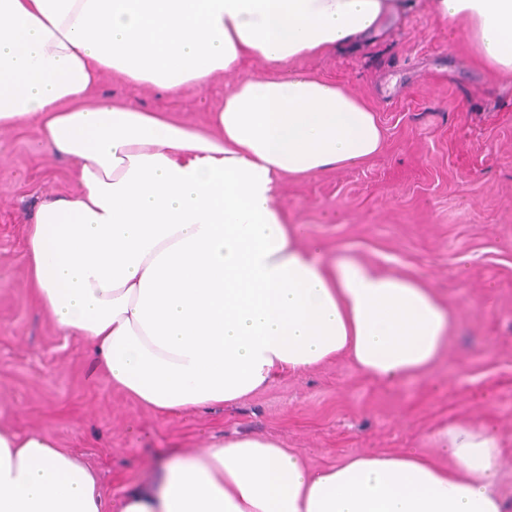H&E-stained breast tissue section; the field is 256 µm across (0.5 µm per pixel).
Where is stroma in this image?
Here are the masks:
<instances>
[{
    "label": "stroma",
    "mask_w": 512,
    "mask_h": 512,
    "mask_svg": "<svg viewBox=\"0 0 512 512\" xmlns=\"http://www.w3.org/2000/svg\"><path fill=\"white\" fill-rule=\"evenodd\" d=\"M295 67L370 99L387 145L369 162L284 181L286 219L305 239L433 288L456 313L439 361L381 383L339 358L283 373L233 404L177 415L140 406L112 388L92 348L58 330L29 287L28 226L42 203L77 190L70 164L43 150L36 128L0 130V425L71 450L110 503L151 481L160 458L199 454L224 437L272 438L311 468L408 450L445 465L434 431L490 421L502 439L497 490L512 512V77L473 67L461 31L425 0L361 48ZM265 69L249 57L238 74L176 98L106 73L96 94L203 127L239 76Z\"/></svg>",
    "instance_id": "1"
}]
</instances>
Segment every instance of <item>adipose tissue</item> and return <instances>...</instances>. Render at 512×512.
I'll list each match as a JSON object with an SVG mask.
<instances>
[{"label": "adipose tissue", "instance_id": "ef3b65f1", "mask_svg": "<svg viewBox=\"0 0 512 512\" xmlns=\"http://www.w3.org/2000/svg\"><path fill=\"white\" fill-rule=\"evenodd\" d=\"M405 0H0V129L31 125L73 163L47 201L28 276L62 332L112 386L161 413L231 404L344 355L379 382L427 371L453 310L413 276L298 242L283 178L364 163L385 147L370 101L285 64L353 48ZM472 63L512 75V0H428ZM207 128L94 100L102 74L179 95L237 70ZM454 467L409 451L319 469L262 436L160 463L108 508L96 474L46 437L0 429V512H504L487 424L432 437Z\"/></svg>", "mask_w": 512, "mask_h": 512}]
</instances>
